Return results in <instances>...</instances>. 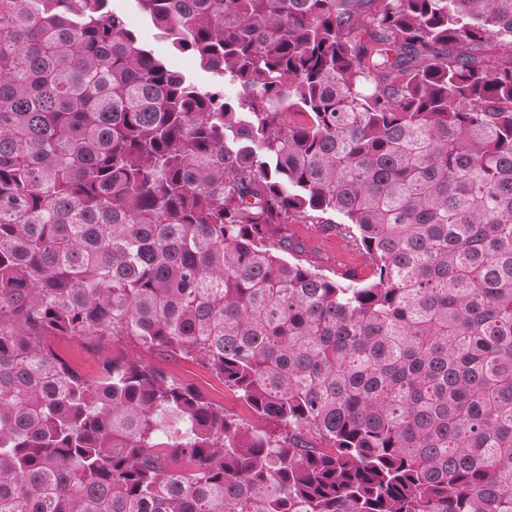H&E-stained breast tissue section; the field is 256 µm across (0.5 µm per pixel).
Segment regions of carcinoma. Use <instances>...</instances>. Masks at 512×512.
<instances>
[{
	"instance_id": "obj_1",
	"label": "carcinoma",
	"mask_w": 512,
	"mask_h": 512,
	"mask_svg": "<svg viewBox=\"0 0 512 512\" xmlns=\"http://www.w3.org/2000/svg\"><path fill=\"white\" fill-rule=\"evenodd\" d=\"M137 2L239 96L0 0V512H512V0ZM336 214L370 278L283 233ZM45 343L84 377H97L105 357L112 353V344L99 347L97 343L71 336H45ZM117 348L135 355L144 363L156 367L164 373L192 384L213 402L224 407V413L236 418L252 420L249 410L243 401L214 377L207 369L195 361L178 356H168L157 351L141 348L125 340H115L113 350Z\"/></svg>"
}]
</instances>
